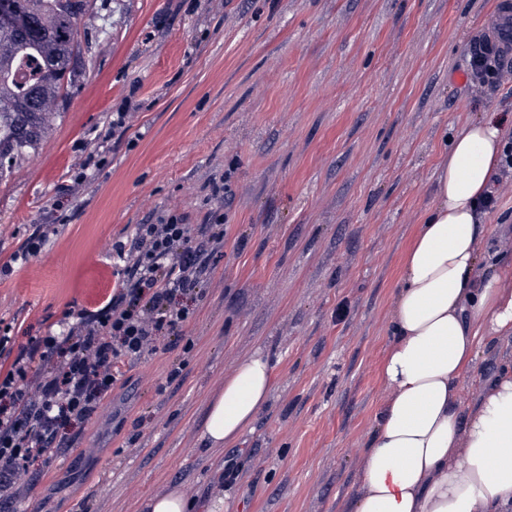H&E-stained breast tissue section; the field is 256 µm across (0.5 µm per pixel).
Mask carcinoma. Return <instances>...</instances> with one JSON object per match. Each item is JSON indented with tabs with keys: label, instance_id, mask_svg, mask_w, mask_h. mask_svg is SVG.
Returning <instances> with one entry per match:
<instances>
[{
	"label": "carcinoma",
	"instance_id": "1",
	"mask_svg": "<svg viewBox=\"0 0 512 512\" xmlns=\"http://www.w3.org/2000/svg\"><path fill=\"white\" fill-rule=\"evenodd\" d=\"M26 28L0 31V184L36 156L76 77L93 70L81 44L83 17L94 0H12Z\"/></svg>",
	"mask_w": 512,
	"mask_h": 512
}]
</instances>
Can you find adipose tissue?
Here are the masks:
<instances>
[{
  "mask_svg": "<svg viewBox=\"0 0 512 512\" xmlns=\"http://www.w3.org/2000/svg\"><path fill=\"white\" fill-rule=\"evenodd\" d=\"M512 117L487 112L463 125L436 172L393 306L382 373L386 390L360 468L355 512H512V371L500 373L468 418L461 381L490 339L512 337V282L476 279L480 208L494 183ZM272 366L237 361L207 404L200 443H234L266 402Z\"/></svg>",
  "mask_w": 512,
  "mask_h": 512,
  "instance_id": "1",
  "label": "adipose tissue"
}]
</instances>
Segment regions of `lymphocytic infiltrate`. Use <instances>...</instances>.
I'll return each mask as SVG.
<instances>
[{
	"label": "lymphocytic infiltrate",
	"instance_id": "obj_1",
	"mask_svg": "<svg viewBox=\"0 0 512 512\" xmlns=\"http://www.w3.org/2000/svg\"><path fill=\"white\" fill-rule=\"evenodd\" d=\"M503 52L483 38L469 81L496 83ZM224 241L220 224L177 220L137 225L115 243L122 286L99 310L77 312L64 335L32 336L0 370V501L15 499L20 472L49 459L61 429L86 419L117 382L126 359L155 353L157 339L181 336L188 302L203 296V274Z\"/></svg>",
	"mask_w": 512,
	"mask_h": 512
}]
</instances>
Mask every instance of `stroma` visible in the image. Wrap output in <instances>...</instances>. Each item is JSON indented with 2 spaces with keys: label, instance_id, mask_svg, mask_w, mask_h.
<instances>
[{
  "label": "stroma",
  "instance_id": "1",
  "mask_svg": "<svg viewBox=\"0 0 512 512\" xmlns=\"http://www.w3.org/2000/svg\"><path fill=\"white\" fill-rule=\"evenodd\" d=\"M96 66L76 81L38 155L0 186V329L56 336L122 285L112 257L136 225L224 218V245L185 339L129 361L50 461L22 472L8 512H140L182 486L223 512H353L386 392L380 364L405 253L459 127L512 113L501 81L467 79L500 0H96ZM103 112L79 107L97 84ZM125 127H113L117 113ZM69 161H52L59 154ZM87 180L66 196L79 174ZM480 269L512 270V178L493 185ZM42 224L41 252L12 256ZM260 352L270 395L225 447L198 442L208 399ZM512 368V338L469 368L461 409ZM177 379H170L172 370Z\"/></svg>",
  "mask_w": 512,
  "mask_h": 512
}]
</instances>
